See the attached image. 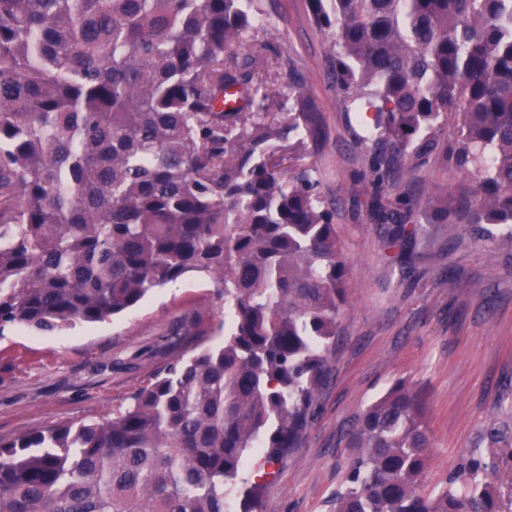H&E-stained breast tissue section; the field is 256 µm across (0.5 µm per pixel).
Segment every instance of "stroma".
<instances>
[{"label":"stroma","mask_w":512,"mask_h":512,"mask_svg":"<svg viewBox=\"0 0 512 512\" xmlns=\"http://www.w3.org/2000/svg\"><path fill=\"white\" fill-rule=\"evenodd\" d=\"M264 5L261 36L287 60L291 78L306 84L319 116L302 161L333 206L349 265L332 380L301 448L270 478L265 512H330L348 470L345 436L354 416L401 379L427 397L424 490L474 451L512 512V238L502 228L463 231L450 210L470 181L441 149L406 158L381 193L386 207L409 195L405 221L423 227L410 259L389 250L363 177L369 153L353 139L362 121L342 111L333 88L332 34L317 27L309 0ZM223 318L210 279L189 274L101 323L57 335L1 328L0 437L111 416L170 361L195 345L221 344ZM180 323L189 336L166 344Z\"/></svg>","instance_id":"35a3bbf8"}]
</instances>
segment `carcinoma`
Masks as SVG:
<instances>
[{"mask_svg":"<svg viewBox=\"0 0 512 512\" xmlns=\"http://www.w3.org/2000/svg\"><path fill=\"white\" fill-rule=\"evenodd\" d=\"M309 3L336 32L341 108L372 114L355 138L373 187L451 120L472 183L459 213L512 235V0ZM260 18V0H0V327L102 322L187 274L230 314L223 345L112 416L0 437V512H263L265 469L303 439L349 267L312 170L276 169L317 113L294 82L287 118H267ZM379 212L388 245L412 247L420 228ZM426 409L398 381L356 416L334 512H501L473 454L422 490Z\"/></svg>","mask_w":512,"mask_h":512,"instance_id":"obj_1","label":"carcinoma"}]
</instances>
